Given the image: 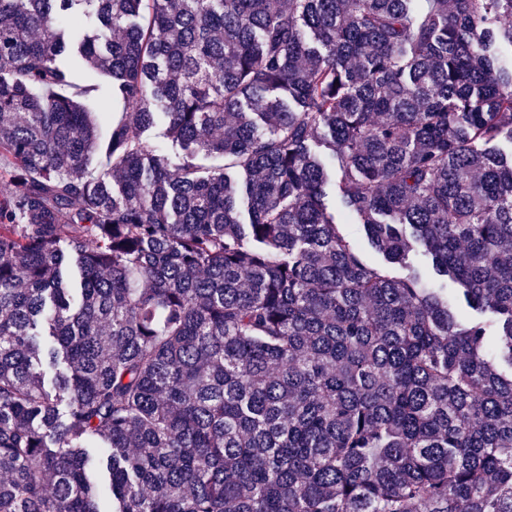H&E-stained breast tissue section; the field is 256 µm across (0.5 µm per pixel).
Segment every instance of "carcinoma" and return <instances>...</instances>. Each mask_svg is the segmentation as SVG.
<instances>
[{"label": "carcinoma", "mask_w": 512, "mask_h": 512, "mask_svg": "<svg viewBox=\"0 0 512 512\" xmlns=\"http://www.w3.org/2000/svg\"><path fill=\"white\" fill-rule=\"evenodd\" d=\"M505 43L512 0H0V512H512ZM74 79L78 83H96L100 85L98 96L90 101V107L95 111H101L108 107V99L104 89L105 78L99 77L86 66H79L74 70ZM163 131V122L159 120L153 128L145 132L144 138L151 146L158 148L166 153L173 161H176L181 150L178 146L173 145L171 141L163 136ZM341 222V224H346L347 233L363 249L369 261L378 263L384 262L382 254L377 253L369 244L361 224H353V221L348 218H343Z\"/></svg>", "instance_id": "1"}]
</instances>
